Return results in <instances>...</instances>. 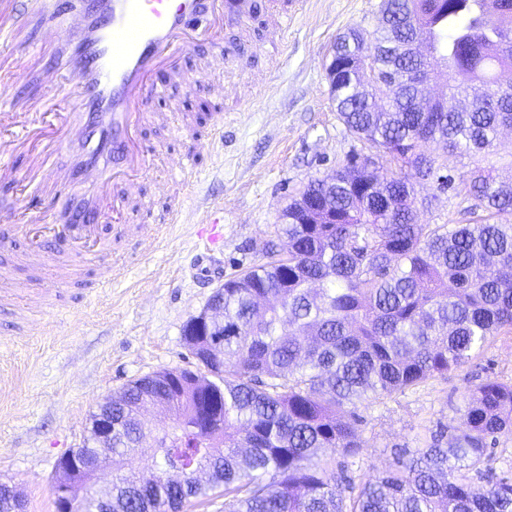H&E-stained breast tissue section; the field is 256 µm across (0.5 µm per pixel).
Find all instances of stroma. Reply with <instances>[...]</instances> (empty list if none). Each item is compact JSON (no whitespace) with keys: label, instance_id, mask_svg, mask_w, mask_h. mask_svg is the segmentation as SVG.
<instances>
[{"label":"stroma","instance_id":"stroma-1","mask_svg":"<svg viewBox=\"0 0 512 512\" xmlns=\"http://www.w3.org/2000/svg\"><path fill=\"white\" fill-rule=\"evenodd\" d=\"M382 0H258L251 18L224 31L237 56L217 74L229 93L216 105L206 82L166 89L151 108L163 124H147L142 142L153 158L138 183L154 216L181 202L184 220L165 225L157 243L128 239L116 247L121 276L87 267L74 286L56 284L51 264H18L26 248L0 226V273L51 289L46 305L0 295V483L20 491L25 512H58L59 459L82 447L90 414L130 380L163 369L196 368L182 330L207 305L216 287L261 260L276 239L285 206L316 177L332 175L365 145L336 112L327 76L331 47L349 27L373 31ZM293 11L287 50L263 49L273 7ZM65 34L41 0L26 5L16 28L0 37V55L14 65L0 85L39 101L30 115L40 130L64 96L46 79L62 70ZM195 152L185 184L171 182L170 162ZM423 224H456L463 196L415 181ZM512 380V334L497 336L477 359L447 377L364 410L367 447L349 459V473L364 482L389 469L396 454L458 419L472 383Z\"/></svg>","mask_w":512,"mask_h":512}]
</instances>
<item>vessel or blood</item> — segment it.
<instances>
[{"instance_id":"obj_1","label":"vessel or blood","mask_w":512,"mask_h":512,"mask_svg":"<svg viewBox=\"0 0 512 512\" xmlns=\"http://www.w3.org/2000/svg\"><path fill=\"white\" fill-rule=\"evenodd\" d=\"M203 2L177 0L171 7L165 0H92L90 9L80 14L79 35L69 50L70 74L50 76L49 81L61 84L72 79L82 121L75 129H52L46 146L57 149L68 140L81 143L82 154L63 180L84 184L87 196L77 207L60 205L55 194L0 205V219L14 223L16 234L28 242L24 263L39 265L53 257L55 275L66 284L77 276L78 262L111 256L112 241L99 234L97 218L109 210L144 206L135 192L119 188L116 179L134 182L144 173L148 151L134 135L141 126L165 119L148 106L159 94L153 84L159 62L171 60L172 83L209 79L216 96H223V84L214 79L225 61L222 39L212 40V54L195 72L173 62L192 49V42L182 35L203 11ZM34 108L33 102L0 96V116L8 120L7 130L0 133V177L12 175L13 156L28 148V117ZM50 241L58 245L52 255L46 250Z\"/></svg>"}]
</instances>
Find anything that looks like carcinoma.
<instances>
[{
	"label": "carcinoma",
	"mask_w": 512,
	"mask_h": 512,
	"mask_svg": "<svg viewBox=\"0 0 512 512\" xmlns=\"http://www.w3.org/2000/svg\"><path fill=\"white\" fill-rule=\"evenodd\" d=\"M394 15L428 29L434 54L400 52L391 22L369 34L393 86L386 107L336 86V111L359 141L395 169L374 188L365 163L347 156L327 191L309 182L283 210L278 241L262 262L224 281L215 353L197 369H164L112 399V454L140 451L157 479L115 471L112 512H183L224 489V512H512V476L492 474L494 449L512 435V382L487 377L469 390L459 423L393 469L357 484L345 458L365 448L357 410L442 378L512 333V179L492 160L512 129V0H392ZM447 74L445 112H418L405 74ZM438 156L426 154L432 146ZM476 165L455 175L453 160ZM418 170L464 194L463 224H419L411 178ZM329 223H305V205ZM159 408L156 448L140 447L136 408ZM486 488L477 492L475 481Z\"/></svg>",
	"instance_id": "cac0c4a2"
}]
</instances>
